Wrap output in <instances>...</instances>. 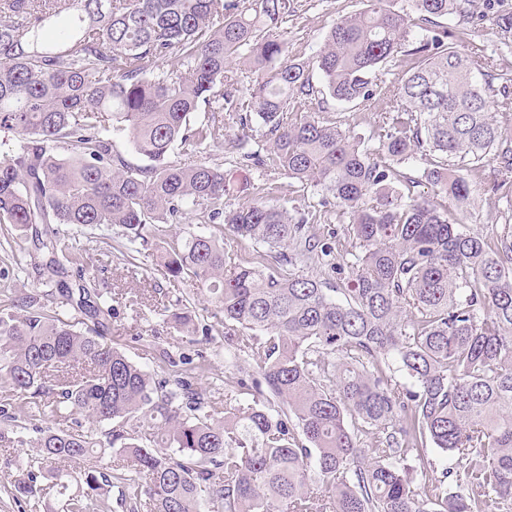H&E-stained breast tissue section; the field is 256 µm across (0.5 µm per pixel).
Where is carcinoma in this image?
<instances>
[{"instance_id": "1", "label": "carcinoma", "mask_w": 512, "mask_h": 512, "mask_svg": "<svg viewBox=\"0 0 512 512\" xmlns=\"http://www.w3.org/2000/svg\"><path fill=\"white\" fill-rule=\"evenodd\" d=\"M464 0H370L339 18L310 63L290 57L282 24L294 0H0V224L118 225L131 243L153 239L168 276L188 278L224 312L207 336L233 330L272 399L224 408L183 378H158L105 336L111 300L94 275L59 293L74 314L40 296L0 292V372L18 397L86 430L0 432L34 509L57 490L62 512H512V229L458 227L450 209L397 189L399 167L423 161L417 182L462 214L489 162L488 191L512 200V139L492 112H512V80L490 55L469 54L470 30L442 21ZM501 40L512 12L492 13ZM178 64L154 72L168 56ZM401 68L390 84L380 69ZM246 86L250 111L272 135L288 178L333 198L359 242L346 301L319 280L258 261L227 267L224 240L202 230L310 251L305 220L254 201L231 206L236 168L174 164L220 136L215 113L237 111L224 86ZM389 98L378 147L353 127L296 117L299 103ZM209 112L205 122L194 119ZM128 140L144 165L114 150ZM190 209L200 226L170 228ZM47 282L78 261L57 229L39 239ZM170 320L196 330L178 302ZM402 377V384L397 377ZM373 435L364 448L348 421ZM294 422L307 445L295 444ZM436 449L453 466L416 484L408 455ZM116 451L112 473L81 468ZM79 469L78 475L60 463ZM47 473L48 487L36 485Z\"/></svg>"}]
</instances>
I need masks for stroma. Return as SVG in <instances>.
<instances>
[{"mask_svg":"<svg viewBox=\"0 0 512 512\" xmlns=\"http://www.w3.org/2000/svg\"><path fill=\"white\" fill-rule=\"evenodd\" d=\"M298 10L284 23L293 57L310 58L322 43L329 26L343 15L361 12L367 0H297ZM484 0H466L461 15L452 18L455 26L470 29L476 46L494 55L498 68L512 77V43L502 44L496 28L485 15ZM388 106L379 97L359 105H342L328 102L325 106L306 104V113L319 114L321 119L341 126H354L364 135H372L383 112ZM248 134V150L260 151L264 163L261 168L241 167L236 174L239 186L233 203L262 200L283 207L295 218L305 221L304 233L313 241L328 244L332 252L322 255L313 251L297 256L293 248H285L289 272L319 279L328 294H335L343 287L350 275L349 263L358 252V243L347 231V223L338 211H324L319 197L310 188L289 179L277 169L268 151L269 134L259 119L240 127L239 115H224V137L208 143L195 155L196 161L220 163L230 156L229 143L241 134ZM475 204L462 229L478 235H493L505 225H512V210H507L503 200L476 187ZM74 236L81 247V261L94 269L96 286L112 298V318L108 322L107 336L113 346L124 351L133 362L144 370L169 377L183 372L184 358L204 357L211 367L210 376L198 377L194 385L204 396H219L222 404L233 407L256 398V380L261 374L247 360H240L237 375L243 379V389L225 387L219 377L224 373V362L231 342L222 337L209 338L202 332L186 334L170 328L165 321L166 309L175 301L185 300L193 306L199 319L213 323L216 308L206 296L197 293L186 281L168 278L158 265L155 245L139 246L137 251L127 252L120 227H113L111 241H104L103 231L94 226L75 229ZM26 251L32 256V265L26 272H17L13 266L12 251ZM44 260L43 252L36 250L30 237L24 236L17 227L0 224V289L9 288L16 294L31 295L42 292L43 279L37 266Z\"/></svg>","mask_w":512,"mask_h":512,"instance_id":"1","label":"stroma"}]
</instances>
